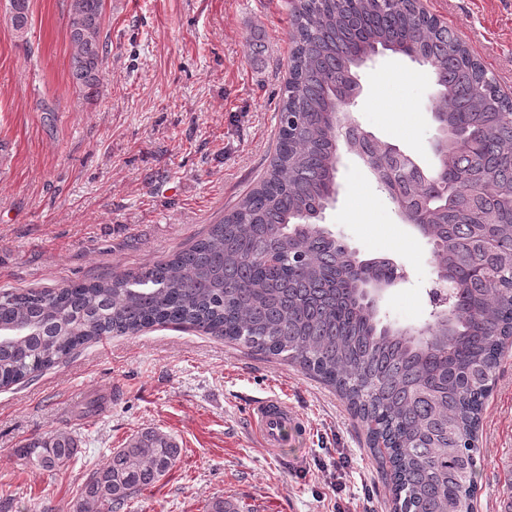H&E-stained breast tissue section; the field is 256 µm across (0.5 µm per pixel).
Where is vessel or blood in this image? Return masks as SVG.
I'll use <instances>...</instances> for the list:
<instances>
[{
  "instance_id": "obj_1",
  "label": "vessel or blood",
  "mask_w": 512,
  "mask_h": 512,
  "mask_svg": "<svg viewBox=\"0 0 512 512\" xmlns=\"http://www.w3.org/2000/svg\"><path fill=\"white\" fill-rule=\"evenodd\" d=\"M251 419L263 448L274 454L279 453L288 442L299 441L307 432L303 417L276 397L254 402Z\"/></svg>"
}]
</instances>
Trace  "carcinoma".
I'll return each instance as SVG.
<instances>
[{
	"label": "carcinoma",
	"instance_id": "carcinoma-1",
	"mask_svg": "<svg viewBox=\"0 0 512 512\" xmlns=\"http://www.w3.org/2000/svg\"><path fill=\"white\" fill-rule=\"evenodd\" d=\"M17 37L30 0H13ZM105 0H70L73 83L98 96L108 43ZM295 46L270 168L207 235L167 260L96 282L0 291V388L34 379L78 349L154 326H189L281 357L334 387L365 426L395 512H473L479 425L505 341L512 342V100L466 44L410 0H295ZM391 51L427 67L440 91L448 179L428 178L353 113L359 71ZM348 121L344 135L336 117ZM383 166L385 191L433 246L452 284L450 325L426 335L381 324L367 294L394 270L338 242L322 224L340 150ZM45 472L70 466L62 434L15 449ZM145 429L77 489V512H121L180 461Z\"/></svg>",
	"mask_w": 512,
	"mask_h": 512
}]
</instances>
